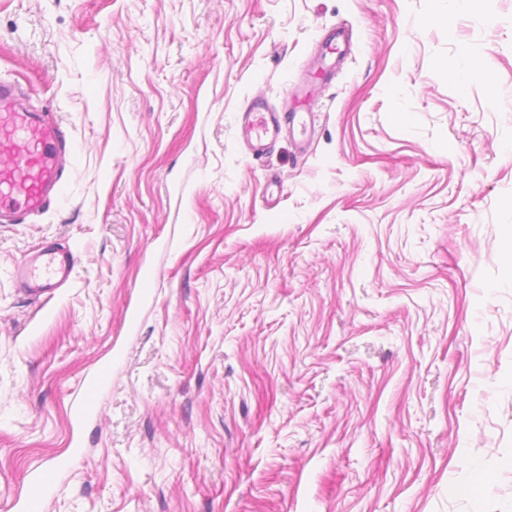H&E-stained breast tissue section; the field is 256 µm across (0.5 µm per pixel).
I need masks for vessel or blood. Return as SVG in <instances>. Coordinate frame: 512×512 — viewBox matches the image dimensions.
I'll use <instances>...</instances> for the list:
<instances>
[{"instance_id":"b4317fda","label":"vessel or blood","mask_w":512,"mask_h":512,"mask_svg":"<svg viewBox=\"0 0 512 512\" xmlns=\"http://www.w3.org/2000/svg\"><path fill=\"white\" fill-rule=\"evenodd\" d=\"M336 53V39L328 37L321 57L322 82L336 68ZM322 82L310 86L309 94L321 93ZM17 93L12 81L0 79V154L9 152L19 158L11 169L0 170V224L16 214L41 215L51 200L62 198L65 180L60 161L74 152V141L67 137L61 123L20 108ZM295 120V113L276 111L265 99L254 97L239 115V129L250 140L254 156L259 157L294 127ZM74 266V256L67 247H43L16 263L12 277L30 295L49 296L69 281ZM109 373V368H101L87 381L84 398L74 409L75 419H84L93 412V396L106 383ZM58 473L55 467L31 472L30 494L23 497L20 512H32L34 503L50 495Z\"/></svg>"}]
</instances>
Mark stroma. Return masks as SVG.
<instances>
[{
    "instance_id": "obj_1",
    "label": "stroma",
    "mask_w": 512,
    "mask_h": 512,
    "mask_svg": "<svg viewBox=\"0 0 512 512\" xmlns=\"http://www.w3.org/2000/svg\"><path fill=\"white\" fill-rule=\"evenodd\" d=\"M429 11L0 0V76L75 142L0 224V512L61 458L42 512H512V0ZM340 24L305 150L254 159L238 113L297 108ZM75 259L65 246L42 247L23 257L13 268L12 278L33 296H54L72 276ZM110 370L108 367H102L98 374L86 382L84 399L81 400L74 409V417L77 421L89 416L94 411L93 396L106 383L109 378Z\"/></svg>"
}]
</instances>
